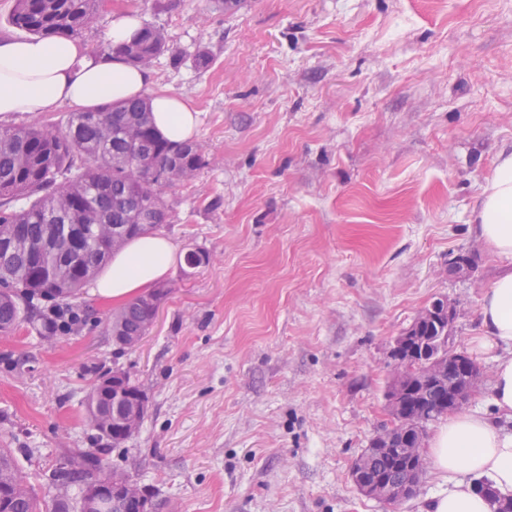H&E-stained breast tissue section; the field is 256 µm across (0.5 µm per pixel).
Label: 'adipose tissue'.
<instances>
[{"instance_id": "ef3b65f1", "label": "adipose tissue", "mask_w": 512, "mask_h": 512, "mask_svg": "<svg viewBox=\"0 0 512 512\" xmlns=\"http://www.w3.org/2000/svg\"><path fill=\"white\" fill-rule=\"evenodd\" d=\"M146 69L120 57L96 55L79 40L31 37L0 39V115L42 113L67 103L75 107L122 101L150 94L156 130L173 142L190 140L198 112L179 95L151 91ZM481 243L505 268L482 293V333L475 351L503 348L491 377L492 415L458 413L449 417L429 444L440 489L425 512H493L474 489L472 476L488 477L504 495L512 494V151L501 152L483 186L475 210ZM174 253L158 235L130 240L96 278L93 292L122 303L152 288L165 275Z\"/></svg>"}]
</instances>
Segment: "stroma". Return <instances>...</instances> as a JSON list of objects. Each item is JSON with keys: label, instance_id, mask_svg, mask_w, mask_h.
<instances>
[{"label": "stroma", "instance_id": "1", "mask_svg": "<svg viewBox=\"0 0 512 512\" xmlns=\"http://www.w3.org/2000/svg\"><path fill=\"white\" fill-rule=\"evenodd\" d=\"M122 12L164 31L152 88L201 119L204 163L165 194L170 293L131 350L87 287L96 316L76 331L0 335V448L38 499H78L82 483L48 478L101 447L87 398L119 369L147 413L105 459L157 512H423L434 470L396 505L350 470L388 421L395 338L446 298L471 351L503 267L473 219L512 147V0H111L90 51L107 53ZM191 249L208 263L188 268Z\"/></svg>", "mask_w": 512, "mask_h": 512}]
</instances>
